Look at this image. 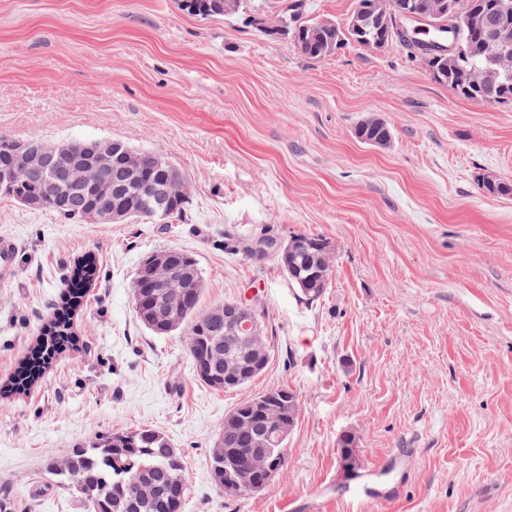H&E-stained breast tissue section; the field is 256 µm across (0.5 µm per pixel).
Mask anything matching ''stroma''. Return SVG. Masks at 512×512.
Here are the masks:
<instances>
[{"label":"stroma","mask_w":512,"mask_h":512,"mask_svg":"<svg viewBox=\"0 0 512 512\" xmlns=\"http://www.w3.org/2000/svg\"><path fill=\"white\" fill-rule=\"evenodd\" d=\"M385 120L391 142L355 129ZM58 145L119 139L174 164L182 220L75 222L0 198L18 276L0 288V384L34 345L75 260L99 278L74 320L78 344L30 390L0 395V499L7 512H85L45 464L139 427L184 457L185 512H291L358 472L415 449L387 512H512V101L465 99L402 44H354L321 61L266 35L247 12L199 16L182 0H0V135ZM321 236L335 250L324 296L301 304L271 259L224 249ZM178 249L197 262L202 306L253 297L270 345L249 385L215 391L185 335L139 321V262ZM300 413L283 473L225 497L208 456L225 414L272 386Z\"/></svg>","instance_id":"1"}]
</instances>
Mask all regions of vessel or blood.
Listing matches in <instances>:
<instances>
[{"label": "vessel or blood", "mask_w": 512, "mask_h": 512, "mask_svg": "<svg viewBox=\"0 0 512 512\" xmlns=\"http://www.w3.org/2000/svg\"><path fill=\"white\" fill-rule=\"evenodd\" d=\"M17 252L18 243L13 237L0 236V288L9 287L17 277ZM409 458L408 449H397L389 457L386 469L354 478L348 487L350 505L362 508L399 498L411 475Z\"/></svg>", "instance_id": "vessel-or-blood-1"}]
</instances>
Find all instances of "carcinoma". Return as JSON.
<instances>
[{"label":"carcinoma","mask_w":512,"mask_h":512,"mask_svg":"<svg viewBox=\"0 0 512 512\" xmlns=\"http://www.w3.org/2000/svg\"><path fill=\"white\" fill-rule=\"evenodd\" d=\"M244 0H186V7L201 16L224 15L232 17L243 9ZM391 15L385 21L371 18L366 31L361 32L347 25L340 27L331 21H312L303 18L301 7L286 0L280 5L275 25L271 32L285 30L293 44L304 57L318 61L336 52L341 45L352 41L360 45L364 39L386 37L399 41L410 51L421 56L431 52L430 44L421 43L407 36V20L399 16L404 0H386ZM451 22L461 25L460 40L463 42L467 61L459 68L433 67V78L448 86L461 96L483 103H501L512 99V69L500 70L497 84L490 86L482 82L476 70L486 67L483 47L485 32L494 26L504 0H447ZM160 155L151 151H137L132 160L141 172L139 181L126 184L119 200L125 208L112 212V222L129 223L154 218V212L165 208L170 223L182 215L187 193L179 170L162 162L156 164ZM40 174L31 171L20 176L10 188H0V198L19 201L21 197L39 194ZM59 190L74 198V205L59 207L51 199H44L34 206L36 210L53 211L74 220L102 219V216L82 201V189L63 183ZM322 237L314 234H295L288 238L290 251L276 257L277 263L288 281V285L304 303L311 305L320 300L329 286L335 255L332 249L322 252L316 243ZM178 254L186 265V278L178 280L176 275L164 270L160 279L175 289L183 290L182 299L175 302L173 312L177 315L174 327L157 326L149 321V305L142 303L139 288L133 290L135 312L143 326L156 335H168L177 330L186 333V346L195 370H203L212 363L211 338L221 330L204 321L210 308L201 307L202 278L196 261L180 250H166L162 255ZM319 270L317 280H308V275ZM98 264L91 255L81 259L70 271L72 293L64 296L45 323L40 340L55 349L73 341V317L83 306L87 288L98 276ZM51 355L40 354L34 349L19 364L12 379L0 387L1 393L23 392L39 379L42 368L50 365ZM266 398L262 414L248 412L247 402H242L224 415V427L218 432L209 453V465L215 485L224 488V470L217 468L215 455L222 449L233 446L240 449L237 464L252 468L265 456L274 465H263L261 476L266 485L280 476L285 457L261 447L275 434H284L297 423L300 406H292L297 393L286 387H270L255 395ZM57 484L74 491L85 501L91 512H122V505L138 502V512H182L190 494L186 480V462L178 450L171 449L169 438L162 432L139 428L130 432L105 434L87 445L74 448L67 462L60 468L48 465Z\"/></svg>","instance_id":"1"}]
</instances>
